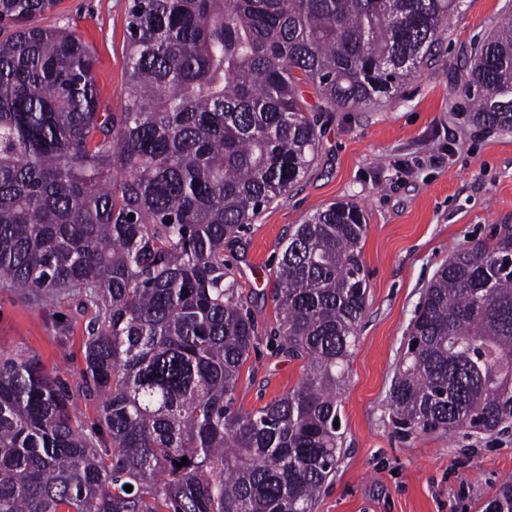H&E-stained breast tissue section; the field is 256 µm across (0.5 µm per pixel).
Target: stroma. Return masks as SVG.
I'll return each instance as SVG.
<instances>
[{"mask_svg": "<svg viewBox=\"0 0 512 512\" xmlns=\"http://www.w3.org/2000/svg\"><path fill=\"white\" fill-rule=\"evenodd\" d=\"M129 0H58L42 26L74 30L91 46L102 98L120 102L126 80ZM512 0H464L437 56L400 91L356 109L330 106L299 88L319 145L305 177L225 244L237 298L261 339L242 366L235 405L255 411L299 382L304 362L265 336L278 319L274 270L294 225L331 203L366 218L365 315L341 391L342 445L316 512H482L512 484V431L401 428L390 407L396 367L427 285L458 249L512 224V131L477 125L459 91L479 47ZM89 313L65 296L35 298L0 282V350L21 353L76 391L85 367Z\"/></svg>", "mask_w": 512, "mask_h": 512, "instance_id": "1", "label": "stroma"}]
</instances>
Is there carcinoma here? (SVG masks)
<instances>
[{"mask_svg": "<svg viewBox=\"0 0 512 512\" xmlns=\"http://www.w3.org/2000/svg\"><path fill=\"white\" fill-rule=\"evenodd\" d=\"M55 3L0 0V278L91 311L97 422L0 353V512H314L366 309L365 216L336 202L288 234L274 339L306 368L256 411L234 403L258 326L224 243L314 160L299 83L333 105L398 93L463 0H131L116 112L88 46L36 24ZM460 90L476 124L512 131V22ZM391 408L422 432L512 424L511 224L436 272ZM485 512H512V486Z\"/></svg>", "mask_w": 512, "mask_h": 512, "instance_id": "1", "label": "carcinoma"}]
</instances>
